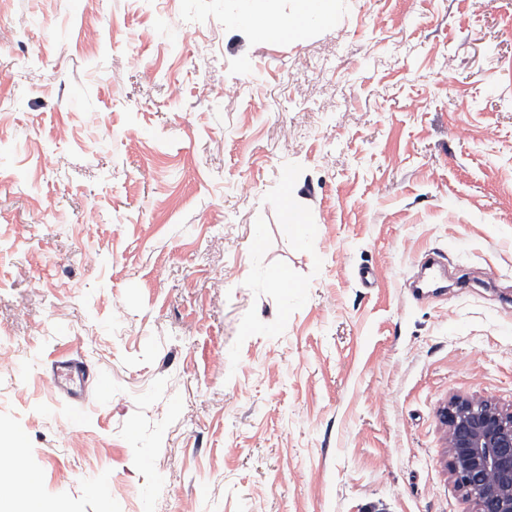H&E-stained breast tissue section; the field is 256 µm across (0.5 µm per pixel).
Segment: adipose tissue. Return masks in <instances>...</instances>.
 Here are the masks:
<instances>
[{"mask_svg":"<svg viewBox=\"0 0 512 512\" xmlns=\"http://www.w3.org/2000/svg\"><path fill=\"white\" fill-rule=\"evenodd\" d=\"M236 19L258 38L280 40L303 34L316 24L336 20L335 0H296L292 11H283L280 0H239Z\"/></svg>","mask_w":512,"mask_h":512,"instance_id":"obj_1","label":"adipose tissue"}]
</instances>
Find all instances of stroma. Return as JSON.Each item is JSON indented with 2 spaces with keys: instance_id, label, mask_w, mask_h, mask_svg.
<instances>
[{
  "instance_id": "35a3bbf8",
  "label": "stroma",
  "mask_w": 512,
  "mask_h": 512,
  "mask_svg": "<svg viewBox=\"0 0 512 512\" xmlns=\"http://www.w3.org/2000/svg\"><path fill=\"white\" fill-rule=\"evenodd\" d=\"M235 11L0 0L10 482L47 512H473L440 412L512 409V0H336L282 40ZM433 252L449 287L413 298ZM52 379L56 388L74 405L82 404L87 382L96 374L80 359L67 355L58 356L51 364Z\"/></svg>"
}]
</instances>
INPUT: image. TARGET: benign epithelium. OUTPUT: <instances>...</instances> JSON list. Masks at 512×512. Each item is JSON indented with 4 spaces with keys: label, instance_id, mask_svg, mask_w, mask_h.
I'll return each instance as SVG.
<instances>
[{
    "label": "benign epithelium",
    "instance_id": "7a95c632",
    "mask_svg": "<svg viewBox=\"0 0 512 512\" xmlns=\"http://www.w3.org/2000/svg\"><path fill=\"white\" fill-rule=\"evenodd\" d=\"M442 420L457 489L475 512H512V411L488 399H454Z\"/></svg>",
    "mask_w": 512,
    "mask_h": 512
}]
</instances>
